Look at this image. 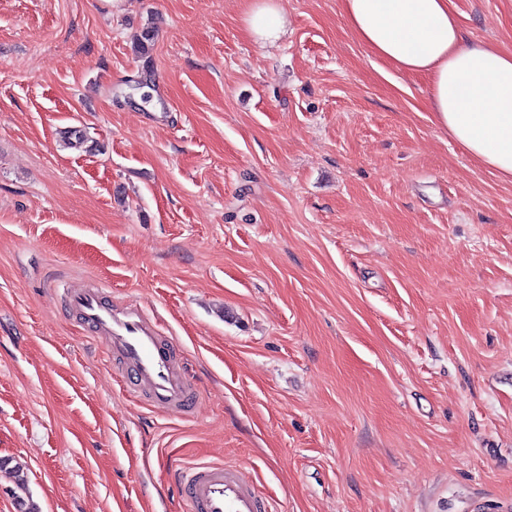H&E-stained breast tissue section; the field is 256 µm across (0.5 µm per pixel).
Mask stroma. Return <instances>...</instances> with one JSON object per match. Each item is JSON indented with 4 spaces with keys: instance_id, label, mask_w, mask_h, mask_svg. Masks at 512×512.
Wrapping results in <instances>:
<instances>
[{
    "instance_id": "35a3bbf8",
    "label": "stroma",
    "mask_w": 512,
    "mask_h": 512,
    "mask_svg": "<svg viewBox=\"0 0 512 512\" xmlns=\"http://www.w3.org/2000/svg\"><path fill=\"white\" fill-rule=\"evenodd\" d=\"M247 4L0 0V512H182L212 462L270 512H512V184L340 0L266 46ZM451 8L512 53V0ZM97 281L164 320L194 415L65 310Z\"/></svg>"
}]
</instances>
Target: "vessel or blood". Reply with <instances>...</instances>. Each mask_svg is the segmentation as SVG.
Listing matches in <instances>:
<instances>
[{"mask_svg": "<svg viewBox=\"0 0 512 512\" xmlns=\"http://www.w3.org/2000/svg\"><path fill=\"white\" fill-rule=\"evenodd\" d=\"M67 304L94 334L106 337L122 359L120 378L134 397L180 412L195 399L180 347L167 336L161 318L136 301L114 304L103 287L71 288ZM187 512H266L242 469L233 465H194L178 474Z\"/></svg>", "mask_w": 512, "mask_h": 512, "instance_id": "b4317fda", "label": "vessel or blood"}]
</instances>
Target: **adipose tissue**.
I'll list each match as a JSON object with an SVG mask.
<instances>
[{"label":"adipose tissue","mask_w":512,"mask_h":512,"mask_svg":"<svg viewBox=\"0 0 512 512\" xmlns=\"http://www.w3.org/2000/svg\"><path fill=\"white\" fill-rule=\"evenodd\" d=\"M356 38L399 72L429 79L437 126L481 165L512 182V53L465 40L450 0H341ZM245 24L260 45L285 32L282 0H254Z\"/></svg>","instance_id":"1"}]
</instances>
